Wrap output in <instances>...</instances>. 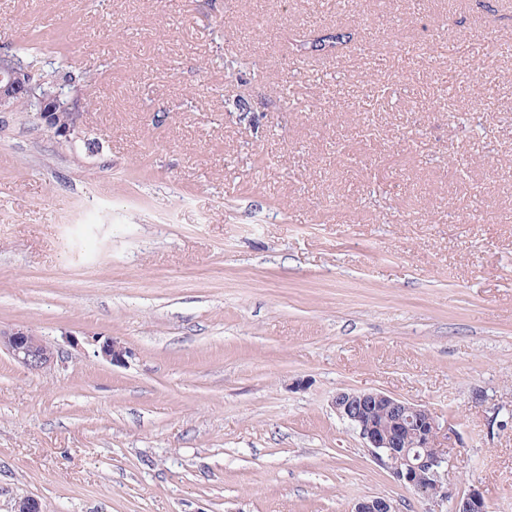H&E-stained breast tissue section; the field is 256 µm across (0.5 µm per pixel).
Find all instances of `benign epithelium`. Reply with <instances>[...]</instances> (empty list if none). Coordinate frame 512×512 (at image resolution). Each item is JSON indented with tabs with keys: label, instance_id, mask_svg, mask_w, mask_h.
I'll return each mask as SVG.
<instances>
[{
	"label": "benign epithelium",
	"instance_id": "benign-epithelium-1",
	"mask_svg": "<svg viewBox=\"0 0 512 512\" xmlns=\"http://www.w3.org/2000/svg\"><path fill=\"white\" fill-rule=\"evenodd\" d=\"M33 74L16 66L0 67V112L13 109L28 97ZM64 88L44 91L40 120L54 135L71 138L76 126L64 113L73 111L79 97L62 101ZM7 351L29 370L39 371L57 361L59 353L33 330L19 327L0 329V350ZM98 356L112 364L125 363L129 351L108 338L97 346ZM332 405L336 414L354 427L379 465L390 471L403 486L426 500L448 498L442 474L448 464L436 416L427 408L406 402L379 390H341ZM351 512H399L397 504L383 497L357 501ZM454 512H489L481 491L472 488L456 500Z\"/></svg>",
	"mask_w": 512,
	"mask_h": 512
}]
</instances>
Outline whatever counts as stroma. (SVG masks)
Wrapping results in <instances>:
<instances>
[{
    "mask_svg": "<svg viewBox=\"0 0 512 512\" xmlns=\"http://www.w3.org/2000/svg\"><path fill=\"white\" fill-rule=\"evenodd\" d=\"M36 33L84 108L0 112V329L60 355L0 351V512H512V0H0V55ZM348 389L434 413L452 499ZM349 41L350 34L341 29H338L336 30L335 34L332 33L322 38L317 37L313 40L302 41L299 45V51L304 50L305 53L311 55H329L338 51L339 48L345 46ZM309 49L317 52L325 50V52L313 54L308 51ZM64 88L53 86L51 89L44 91L38 115L54 135L69 140L71 135L75 133L77 126L70 125L62 112H72L74 105H78L80 102L79 97L75 95L63 104L61 98L66 97ZM6 350L28 370L39 371L57 361L59 353L33 330L19 327L0 329V350ZM332 405L401 485L426 500L448 499L442 481L448 448L429 409L379 390H341Z\"/></svg>",
    "mask_w": 512,
    "mask_h": 512,
    "instance_id": "obj_1",
    "label": "stroma"
}]
</instances>
